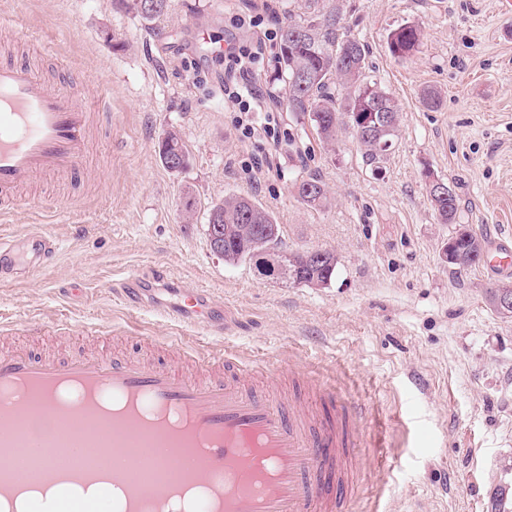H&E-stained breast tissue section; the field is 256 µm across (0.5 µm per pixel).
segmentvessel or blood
I'll use <instances>...</instances> for the list:
<instances>
[{
	"instance_id": "1",
	"label": "vessel or blood",
	"mask_w": 512,
	"mask_h": 512,
	"mask_svg": "<svg viewBox=\"0 0 512 512\" xmlns=\"http://www.w3.org/2000/svg\"><path fill=\"white\" fill-rule=\"evenodd\" d=\"M101 106L98 99L76 102L31 67L0 61L1 212L18 205L22 179L83 165L90 113ZM26 241L22 250L0 237V270L28 271L55 251L49 231L28 232ZM169 315L206 330L212 323L198 290L177 291ZM72 384L88 393L77 409L58 401ZM355 416L350 402L321 383H307L300 401L281 376L250 380L230 357L201 375L138 358L0 351V448L22 450L69 485L99 475L91 449H110L122 462L113 475L125 488L126 512L227 469L239 470L238 484L196 512H354ZM108 497L104 489L92 499L34 501L28 512H109Z\"/></svg>"
}]
</instances>
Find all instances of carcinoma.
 Returning <instances> with one entry per match:
<instances>
[{
    "mask_svg": "<svg viewBox=\"0 0 512 512\" xmlns=\"http://www.w3.org/2000/svg\"><path fill=\"white\" fill-rule=\"evenodd\" d=\"M132 8L143 19L153 21L168 12L169 0H133ZM298 19L281 29L279 63L288 83V106L294 112L309 114L318 136L331 145L342 126L356 128L362 117L372 112H389L399 121L395 102L375 82L366 81L369 69L368 51L359 40L345 32L340 5L336 0H301ZM391 53L408 57L417 51L421 42L419 26L406 23L387 36ZM340 81L347 95L338 98L331 84ZM395 132L379 129L373 139H359L365 156L375 162L392 147ZM163 164L171 156L181 159L182 167L188 165V151L181 137L169 132L159 150ZM296 195L309 207H322L327 195L320 179L311 176L295 183ZM436 217L443 224L455 223L459 201L456 194L447 198L430 195ZM220 217L224 224V237L220 254L224 262L253 263L254 251L288 255L287 280L310 288H325L336 276L338 257L327 251L322 261L308 258L307 253L288 249L281 225L273 213L246 195L229 196L214 202L208 223L212 217ZM482 240L475 234L454 238L457 257L467 266L472 254L479 252Z\"/></svg>",
    "mask_w": 512,
    "mask_h": 512,
    "instance_id": "obj_1",
    "label": "carcinoma"
}]
</instances>
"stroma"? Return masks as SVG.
I'll return each mask as SVG.
<instances>
[{
	"label": "stroma",
	"instance_id": "1",
	"mask_svg": "<svg viewBox=\"0 0 512 512\" xmlns=\"http://www.w3.org/2000/svg\"><path fill=\"white\" fill-rule=\"evenodd\" d=\"M348 34L368 45V79L400 108L392 148L366 159L355 133L321 141L290 111L278 46L254 80L288 138H242L224 105L225 41L247 45L288 23L292 0H171L148 22L124 0H0V58L35 66L53 88L108 98L95 118L81 183L35 184L42 211L0 217V234L38 225L56 238L46 269L0 273V321L37 352L66 357L92 330L103 349L134 352L138 335L171 337L173 363L199 331L116 290L128 276L205 292L209 341L274 374L305 373L357 410L358 512H512V319L487 300L512 273L451 266L455 224L492 250L512 240V0H343ZM417 23L416 53L394 58L390 29ZM437 106L422 102L425 91ZM176 131L189 150L179 173L159 143ZM317 176L324 207L303 204L296 180ZM435 176L457 193L455 224L439 223ZM241 194L273 211L288 247L339 258L329 287L308 288L226 265L206 236L211 201Z\"/></svg>",
	"mask_w": 512,
	"mask_h": 512
}]
</instances>
